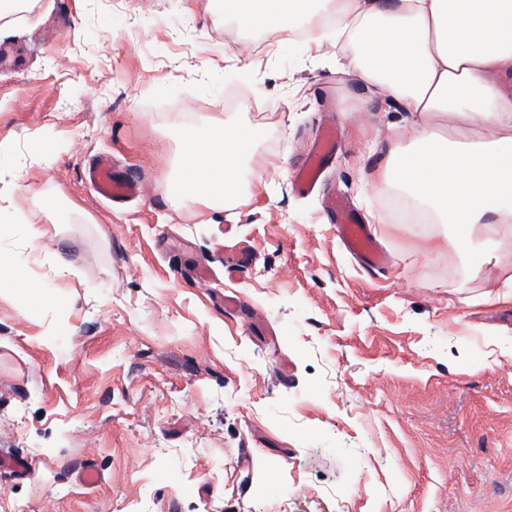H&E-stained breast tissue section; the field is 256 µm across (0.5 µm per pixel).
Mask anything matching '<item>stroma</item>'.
Here are the masks:
<instances>
[{
    "mask_svg": "<svg viewBox=\"0 0 512 512\" xmlns=\"http://www.w3.org/2000/svg\"><path fill=\"white\" fill-rule=\"evenodd\" d=\"M218 3L41 0L0 29V256L52 290L0 295V453L35 459L0 467V512H512V300H483L512 233L478 225L493 256L470 278L448 225L393 217L371 180L400 112L335 49ZM227 117L258 131L245 199L175 203L178 134ZM327 122L328 183L381 216L384 269L268 165ZM104 157L137 197L87 183Z\"/></svg>",
    "mask_w": 512,
    "mask_h": 512,
    "instance_id": "1",
    "label": "stroma"
}]
</instances>
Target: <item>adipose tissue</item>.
<instances>
[{
    "label": "adipose tissue",
    "instance_id": "obj_1",
    "mask_svg": "<svg viewBox=\"0 0 512 512\" xmlns=\"http://www.w3.org/2000/svg\"><path fill=\"white\" fill-rule=\"evenodd\" d=\"M329 13L349 75L406 116L375 175L450 225L460 253L475 229L512 231V0H224L240 27L281 35L310 7ZM253 128L234 119L187 131L167 191L237 205Z\"/></svg>",
    "mask_w": 512,
    "mask_h": 512
}]
</instances>
